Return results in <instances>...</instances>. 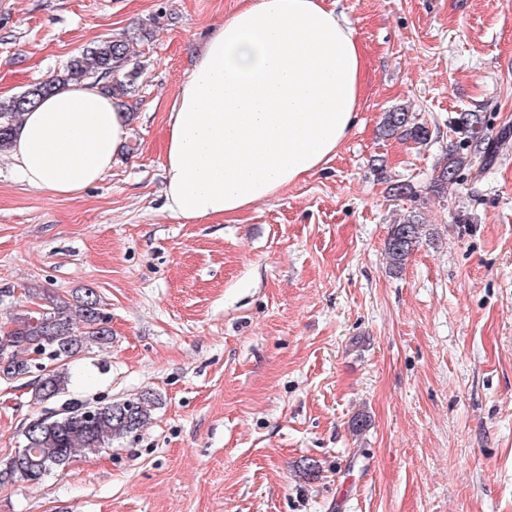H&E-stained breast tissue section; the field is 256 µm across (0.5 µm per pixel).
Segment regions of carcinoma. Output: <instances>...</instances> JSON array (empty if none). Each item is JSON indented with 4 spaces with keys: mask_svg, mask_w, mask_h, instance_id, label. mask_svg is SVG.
Segmentation results:
<instances>
[{
    "mask_svg": "<svg viewBox=\"0 0 512 512\" xmlns=\"http://www.w3.org/2000/svg\"><path fill=\"white\" fill-rule=\"evenodd\" d=\"M133 47L126 39L104 40L70 60L64 69L25 91V98L13 97L0 102V152L8 149L14 123L20 113L29 110L41 97L70 83L88 79L108 80L111 94L127 92V83L117 78L128 65ZM485 118L476 112H459L451 130L458 134L433 180V191L445 193L458 183L461 172L472 160L487 170L494 162L495 150L486 136ZM386 136L399 134L417 143L428 139L427 127L412 122L411 115L399 108L384 114L381 126ZM426 235L425 225L410 218L394 224L385 242L390 270L400 271L411 251ZM94 290L68 300H53L40 311H22L0 329V347L8 354L0 357V379L9 382L29 378L34 370L30 354L39 348L54 353L51 366H43L31 379L32 395L40 403L52 402L68 388L71 375L68 361L93 346L111 343L112 332ZM156 397L145 392L124 402L101 403L94 419L85 416L86 404L72 403L55 415L35 416L28 420L32 429L23 433L24 447L8 457L11 470L0 466V487L16 482L37 481L65 468L75 453L112 444L142 429L152 418Z\"/></svg>",
    "mask_w": 512,
    "mask_h": 512,
    "instance_id": "carcinoma-1",
    "label": "carcinoma"
}]
</instances>
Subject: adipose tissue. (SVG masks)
Returning <instances> with one entry per match:
<instances>
[{
  "label": "adipose tissue",
  "instance_id": "1",
  "mask_svg": "<svg viewBox=\"0 0 512 512\" xmlns=\"http://www.w3.org/2000/svg\"><path fill=\"white\" fill-rule=\"evenodd\" d=\"M362 71L353 29L324 0H253L226 17L168 113L167 211L237 213L323 169L358 122ZM128 125L101 82L70 84L21 115L8 159L20 183L77 196L111 170Z\"/></svg>",
  "mask_w": 512,
  "mask_h": 512
}]
</instances>
